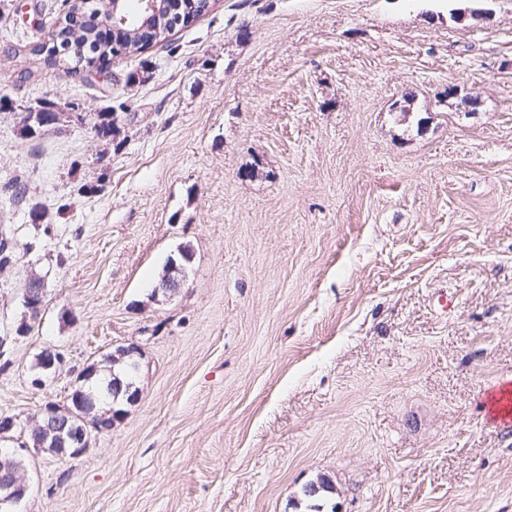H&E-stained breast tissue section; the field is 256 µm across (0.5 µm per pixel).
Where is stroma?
Masks as SVG:
<instances>
[{
    "label": "stroma",
    "mask_w": 512,
    "mask_h": 512,
    "mask_svg": "<svg viewBox=\"0 0 512 512\" xmlns=\"http://www.w3.org/2000/svg\"><path fill=\"white\" fill-rule=\"evenodd\" d=\"M484 6L214 0L169 46L74 75L23 52L62 0H0L20 512H512V425L485 410L512 384V0ZM46 95L113 108V136L75 113L26 135ZM184 249L185 287L154 297ZM129 345L140 397L112 429L74 460L29 447ZM47 348L63 363L36 387ZM45 296L44 278L37 274H32L22 296V305L31 320L35 321L41 317Z\"/></svg>",
    "instance_id": "35a3bbf8"
}]
</instances>
